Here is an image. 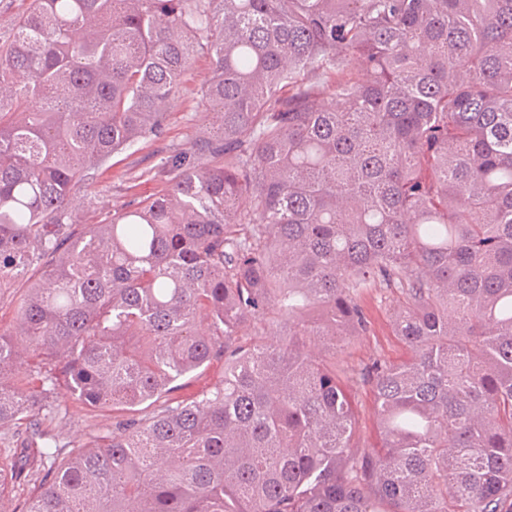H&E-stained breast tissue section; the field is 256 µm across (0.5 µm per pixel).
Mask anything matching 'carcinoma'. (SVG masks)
<instances>
[{
	"label": "carcinoma",
	"instance_id": "obj_1",
	"mask_svg": "<svg viewBox=\"0 0 512 512\" xmlns=\"http://www.w3.org/2000/svg\"><path fill=\"white\" fill-rule=\"evenodd\" d=\"M202 54L215 134L74 223ZM32 266L0 427L42 437L62 394L117 419L37 449L27 512H512V0H33L0 45V289ZM377 285L410 356L360 373L365 451L334 359ZM31 477L0 448V512ZM224 377V362L218 361L213 362L204 372V374L198 378H192L185 380V387L178 392V395L183 397L196 396L203 389H206L211 384L217 382Z\"/></svg>",
	"mask_w": 512,
	"mask_h": 512
}]
</instances>
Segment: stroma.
Wrapping results in <instances>:
<instances>
[{"instance_id": "stroma-1", "label": "stroma", "mask_w": 512, "mask_h": 512, "mask_svg": "<svg viewBox=\"0 0 512 512\" xmlns=\"http://www.w3.org/2000/svg\"><path fill=\"white\" fill-rule=\"evenodd\" d=\"M209 69V58L197 57L182 78L161 135L113 155L93 172L89 187L73 193L71 209L79 223H105L128 204L163 193L168 186L167 157L174 150L188 149L208 128L199 117L204 110L199 88ZM399 300L395 292L380 288L368 290L363 305L371 322L370 330L367 335L351 340L336 354V362L344 371V382L355 399L359 414L357 441L363 448L377 447L379 431L372 389L359 381L358 372L376 359L398 363L408 357V348L395 335L391 322ZM59 409L58 415L41 424L49 437L59 444L84 442L112 428L111 409L89 408L68 399L60 400Z\"/></svg>"}]
</instances>
